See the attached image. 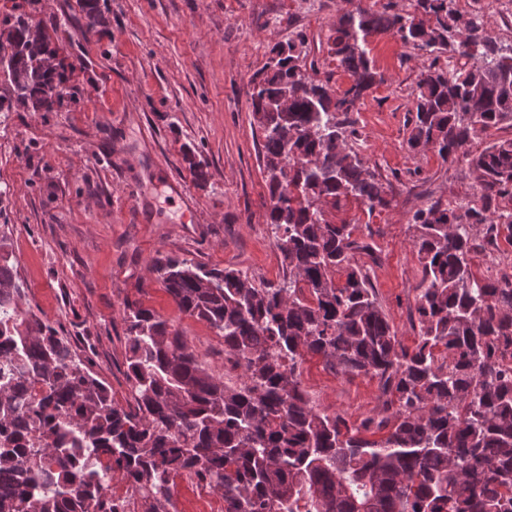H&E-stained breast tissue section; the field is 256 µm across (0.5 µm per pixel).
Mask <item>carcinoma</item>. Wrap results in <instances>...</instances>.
<instances>
[{
	"label": "carcinoma",
	"instance_id": "carcinoma-1",
	"mask_svg": "<svg viewBox=\"0 0 512 512\" xmlns=\"http://www.w3.org/2000/svg\"><path fill=\"white\" fill-rule=\"evenodd\" d=\"M413 2L337 18L330 52L352 80L341 93L317 78L301 35L250 81L266 223L290 277L264 285L243 269L169 255L150 266L178 308L224 338L240 382L208 373L179 332L128 303L133 403H116L69 340L23 308L0 237V512H117L105 486L124 477L152 512H166L183 470L224 498V512H512V278H478L469 263L475 228L488 245L512 244V138L469 148L476 132L512 124V41L487 28L480 0L464 13L456 0ZM82 11L86 32L104 24L100 0H82ZM374 34L432 57L416 83L409 148L464 157L480 189L477 200L412 216L421 278L411 349L354 262L370 245L329 219L350 198L370 213L390 205L349 143L350 112L383 80L367 48ZM0 39L11 46L0 112L55 111L70 90L46 29L21 14L3 21ZM445 53L456 58L450 70L439 65ZM185 160L206 182L193 149ZM307 354L378 379L385 416L350 425L317 409L300 381Z\"/></svg>",
	"mask_w": 512,
	"mask_h": 512
}]
</instances>
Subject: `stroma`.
Here are the masks:
<instances>
[{"instance_id":"35a3bbf8","label":"stroma","mask_w":512,"mask_h":512,"mask_svg":"<svg viewBox=\"0 0 512 512\" xmlns=\"http://www.w3.org/2000/svg\"><path fill=\"white\" fill-rule=\"evenodd\" d=\"M352 0H103L105 26L86 32L80 0H26L70 64L75 100L58 111L23 109L0 120V225L24 291L25 309L67 336L119 404L125 378L126 304L153 310L178 331L201 365L236 382L224 340L182 312L150 273L158 255L241 268L279 283V250L266 224L262 138L247 90L278 44L304 34L319 79L351 84L327 47ZM368 48L382 82L358 103L354 147L387 182L389 208L347 201L334 222L373 246L356 260L370 271L378 302L402 345L414 347L421 268L415 211L473 195L468 168L407 144L417 76L429 59L389 35ZM194 146L209 173L198 183L183 156ZM149 192L140 187L147 179ZM187 195L175 200L172 185ZM314 405L348 423L378 416L377 379L330 370L317 355L300 366Z\"/></svg>"}]
</instances>
